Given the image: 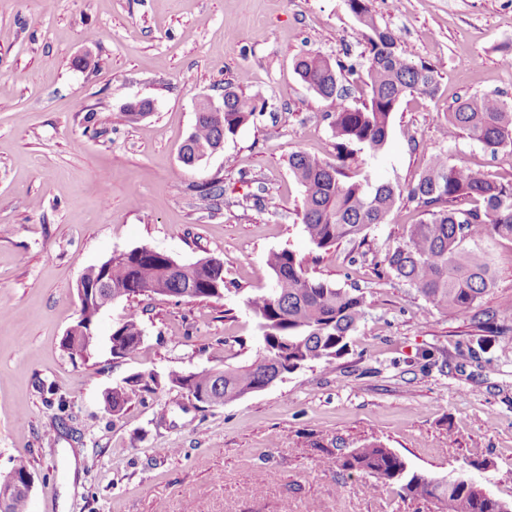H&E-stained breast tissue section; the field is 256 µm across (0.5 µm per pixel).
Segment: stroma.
I'll return each mask as SVG.
<instances>
[{"label": "stroma", "mask_w": 512, "mask_h": 512, "mask_svg": "<svg viewBox=\"0 0 512 512\" xmlns=\"http://www.w3.org/2000/svg\"><path fill=\"white\" fill-rule=\"evenodd\" d=\"M405 53L437 74L433 95L400 103L377 156L355 167L406 186L424 148L484 177L512 182V152L465 135L444 138L464 95L512 102L502 69L512 51V0H368ZM92 52L96 68L78 57ZM318 53L349 66L352 102L369 94L364 30L346 0H0V477L24 457L29 512H438L436 505L330 465L337 451L379 440L431 476L464 475L512 501V242L493 253L490 352L472 359V327L392 278L386 251L416 223L401 201L364 243L315 248L298 216L302 188L289 156H336L328 106L294 71ZM261 110L194 167L179 149L195 104L225 89ZM153 104L129 122L133 100ZM94 113L103 132L85 131ZM224 183L208 216L197 187ZM268 193L277 210L263 208ZM149 247L183 264L224 259L222 299L144 300V342L113 359V326L135 302L105 309L89 360L60 347L80 316L77 286L113 252ZM289 249L307 272L358 286L366 315L346 352L221 406L168 382L172 372L237 367L259 356L248 296L268 290L270 252ZM123 412L106 394L130 378Z\"/></svg>", "instance_id": "1"}]
</instances>
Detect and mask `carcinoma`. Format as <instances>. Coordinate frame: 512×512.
Wrapping results in <instances>:
<instances>
[{
	"mask_svg": "<svg viewBox=\"0 0 512 512\" xmlns=\"http://www.w3.org/2000/svg\"><path fill=\"white\" fill-rule=\"evenodd\" d=\"M351 11L366 30L368 98L348 102L339 87L341 63L331 64L317 54L295 61L301 79L331 110L327 112L336 136V160L305 152L289 156V168L303 188L301 223L310 242L326 248L337 242L365 240L366 232L386 222L405 197L416 203L421 218L406 227L403 239L389 249L384 264L403 284L415 289L435 309L449 310L476 329L470 353L486 352L492 316L477 311L482 298L495 284L490 250L497 239L512 241V182L489 180L467 165L452 163L443 150L427 152L425 172L403 189L397 183L376 181L367 171H354L348 160L358 152L378 154L386 145L393 114L408 95L429 96L436 91L435 70L412 61L402 50L395 32L380 27L365 0H348ZM257 106L236 92L224 89V123L211 112H198L195 124L182 145L185 154L202 156L229 138L254 116ZM448 132L459 133L493 154L512 147V102L496 95L472 94L456 102L448 112ZM220 210L224 187L214 181L199 191ZM272 288L247 298L257 319L262 341L261 355L246 366L213 371L171 373L168 381L187 394H211L226 402L262 390L266 379L283 377L310 362L328 363L347 349V338L365 317V296L359 288H339L307 275L302 261L290 250L268 255ZM224 259L209 257L192 264L168 267L163 253L137 247L112 260L109 283L99 289L95 311L103 304L139 297L164 295L188 299H220ZM79 322L85 332L61 339L62 349L72 358L91 355L90 324ZM144 335L140 316L129 312L112 329L110 351L114 358L136 353ZM135 377L112 388V412L118 413L135 393ZM345 471L375 479L374 490L397 484L409 497L444 504L446 512H512V502L500 500L474 486L463 476L436 477L409 468L399 454L380 442H369L328 461Z\"/></svg>",
	"mask_w": 512,
	"mask_h": 512,
	"instance_id": "carcinoma-1",
	"label": "carcinoma"
}]
</instances>
